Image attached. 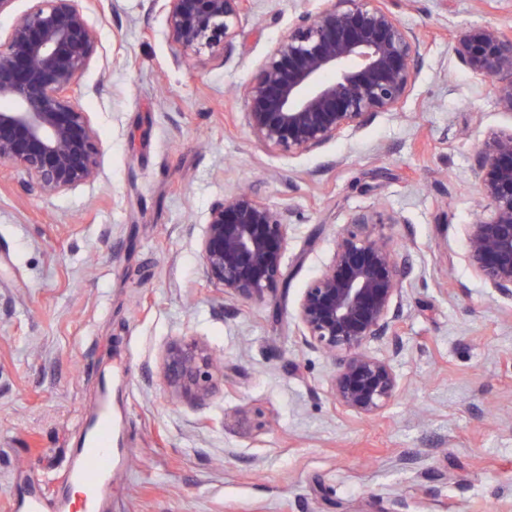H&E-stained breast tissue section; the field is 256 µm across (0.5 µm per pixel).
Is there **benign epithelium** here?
<instances>
[{"label":"benign epithelium","mask_w":512,"mask_h":512,"mask_svg":"<svg viewBox=\"0 0 512 512\" xmlns=\"http://www.w3.org/2000/svg\"><path fill=\"white\" fill-rule=\"evenodd\" d=\"M0 38V162L28 174L27 194L49 197L93 182L100 140L74 89L98 45L79 0H32ZM175 62L203 49L230 51L247 0H164ZM454 55L492 79L500 108L512 112V38L490 26L463 32ZM422 46L384 0H325L251 74L244 91L247 127L257 143L288 154L315 151L342 131L393 112L408 95ZM475 169L484 202L465 224V260L498 296L512 299V130L491 134ZM394 224L375 210L350 223L362 232L337 238L333 255L298 301L305 344L335 358L334 400L363 417L398 392L391 359L368 346L396 340L408 268L391 243L368 232ZM288 215L252 192L226 195L208 209L198 240L204 276L227 298L262 303L282 287ZM163 387L176 400L203 402L218 388L214 350L193 337L167 344Z\"/></svg>","instance_id":"obj_1"}]
</instances>
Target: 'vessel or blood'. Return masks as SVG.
Listing matches in <instances>:
<instances>
[{
    "instance_id": "vessel-or-blood-1",
    "label": "vessel or blood",
    "mask_w": 512,
    "mask_h": 512,
    "mask_svg": "<svg viewBox=\"0 0 512 512\" xmlns=\"http://www.w3.org/2000/svg\"><path fill=\"white\" fill-rule=\"evenodd\" d=\"M88 447L82 448L67 474L68 481L84 485L92 497L89 512H110L112 507V418L107 412L97 414L91 428ZM11 512H44L45 505L35 487H28L10 499Z\"/></svg>"
}]
</instances>
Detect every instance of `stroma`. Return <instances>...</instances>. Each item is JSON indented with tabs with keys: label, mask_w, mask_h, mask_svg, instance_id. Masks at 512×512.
Masks as SVG:
<instances>
[{
	"label": "stroma",
	"mask_w": 512,
	"mask_h": 512,
	"mask_svg": "<svg viewBox=\"0 0 512 512\" xmlns=\"http://www.w3.org/2000/svg\"><path fill=\"white\" fill-rule=\"evenodd\" d=\"M323 0H249L229 55L174 62L162 0H87L99 47L77 93L101 142L96 180L51 197L0 163V512L37 483L53 500L109 387L120 461L112 512H512V300L465 261L479 212L477 149L512 130L490 78L451 45L512 35V0H386L423 46L413 87L322 148L257 144L244 85ZM242 187L287 210L286 284L225 298L197 242L212 202ZM395 216L406 279L396 397L365 418L330 395L333 363L305 346L303 289L353 232ZM193 334L224 363L206 404L174 405L162 351Z\"/></svg>",
	"instance_id": "35a3bbf8"
}]
</instances>
